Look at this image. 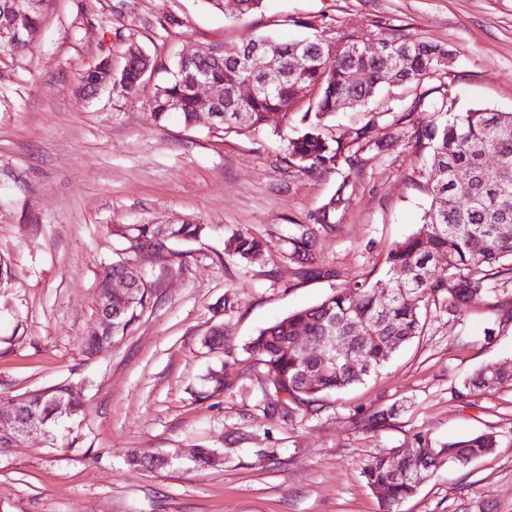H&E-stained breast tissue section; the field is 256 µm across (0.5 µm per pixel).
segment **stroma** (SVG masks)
Instances as JSON below:
<instances>
[{
    "instance_id": "obj_1",
    "label": "stroma",
    "mask_w": 512,
    "mask_h": 512,
    "mask_svg": "<svg viewBox=\"0 0 512 512\" xmlns=\"http://www.w3.org/2000/svg\"><path fill=\"white\" fill-rule=\"evenodd\" d=\"M169 15L176 24H165ZM370 21L447 47L450 62L329 120L328 134L345 143L380 115L336 231L315 244L340 276L303 282L285 240L312 223L338 175L287 165L270 129L243 137L187 128L176 116L154 126L150 102L183 53L313 28L333 36ZM134 41L156 61L152 78L132 95L107 88L83 99L79 75L106 51L121 68ZM442 102L512 112V0H266L245 16L204 0H48L38 40L20 52L0 47V403L72 384L84 399L73 422L81 445L35 436L0 452V512H383L362 468L418 432L437 443L492 432L499 445L439 470L398 512H512V383L456 393L480 366L512 361L511 279L455 315L428 305L420 336L313 416L264 415L243 350L333 288L384 278L389 249L428 204L410 182L424 165L410 138ZM397 105L407 112L400 123L389 113ZM186 221L208 225V237L178 244L164 272L137 258L151 304L110 347L87 355L97 283L118 249L111 226ZM238 231L267 240L260 261L225 257L224 241ZM217 325L224 346L212 349L205 339ZM219 369L234 384L206 396ZM381 412L375 429L358 428ZM200 447L222 452V464L200 468L191 458ZM132 453L157 463L130 466Z\"/></svg>"
}]
</instances>
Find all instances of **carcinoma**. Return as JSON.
Listing matches in <instances>:
<instances>
[{"label":"carcinoma","mask_w":512,"mask_h":512,"mask_svg":"<svg viewBox=\"0 0 512 512\" xmlns=\"http://www.w3.org/2000/svg\"><path fill=\"white\" fill-rule=\"evenodd\" d=\"M38 2L17 50L30 46L40 33L47 0ZM252 44L267 46L280 75L277 84L267 86L249 70L246 51ZM142 65L135 54L126 58L113 86L134 92L143 82ZM447 67V49L363 25L336 36L317 32L288 42L258 38L232 47L217 44L204 57L187 62L180 59L169 69V77L156 85L149 115L154 125L164 126L172 114L169 104L177 100L184 126L193 127L194 86L205 75L224 91L217 130L239 135L271 127L291 130L294 136L285 139L283 161L306 173L335 172L341 182L319 210L315 223L297 224L288 235V259L297 264V276L302 280L334 279L336 270L315 256V239L321 231L336 229L331 219L361 175V153L372 145L373 122L355 129L346 144L325 133V122L334 116L340 101H355L361 107L385 83L408 84ZM354 70L367 73L364 86L351 83ZM246 82L257 88L249 100L237 94V88ZM411 143L417 153L429 157L428 166L418 171L415 185L430 203L423 224L388 251L386 278L336 289L321 303L294 311L260 330L246 346L263 368L257 383L263 393V413L269 417L291 421L300 409L318 414L325 396L378 373L422 333L420 304L444 298L448 313H456L473 298L494 292L496 282L512 275V112L483 108L448 112L414 132ZM489 156L496 157L499 165H488ZM111 232L127 254L157 250V262L165 271L176 256L174 245L201 239L206 225L114 224ZM266 247L265 239L240 232L227 239L224 251L239 262L253 263ZM109 274L128 279L133 288L130 300L112 301V333L117 335L127 332L138 312L150 304L151 284L128 259L105 267L102 275ZM383 291L389 298L381 305L377 295ZM405 293L410 294L411 302L403 300ZM301 331L315 343L326 336L361 337L354 352L366 370L353 372L343 359L321 364L313 353L295 346V336ZM508 381H512V366L488 364L457 393L466 397L471 389ZM66 389L67 385L56 384L23 395L21 400L54 433L65 419L56 414L52 398ZM411 444V455L399 449L374 456L362 469L384 512H395L400 502L413 496L440 468L465 466L490 454L498 441L495 434L482 433L437 444L416 433ZM397 459L402 460L400 473L394 469Z\"/></svg>","instance_id":"1"}]
</instances>
